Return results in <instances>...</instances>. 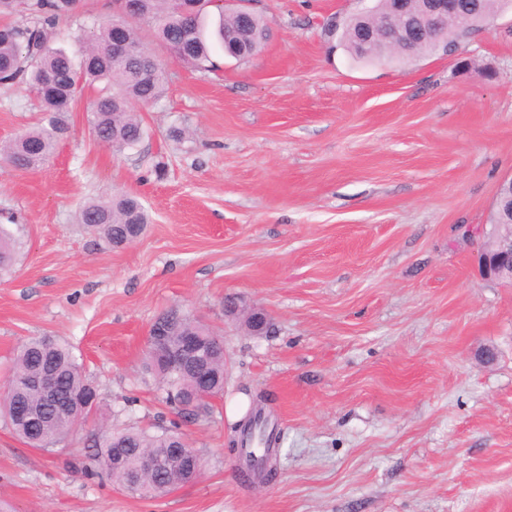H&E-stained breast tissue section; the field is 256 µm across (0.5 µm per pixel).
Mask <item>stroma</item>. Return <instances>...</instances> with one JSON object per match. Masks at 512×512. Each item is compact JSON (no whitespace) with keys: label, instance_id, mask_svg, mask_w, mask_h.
<instances>
[{"label":"stroma","instance_id":"35a3bbf8","mask_svg":"<svg viewBox=\"0 0 512 512\" xmlns=\"http://www.w3.org/2000/svg\"><path fill=\"white\" fill-rule=\"evenodd\" d=\"M270 37L247 61L186 67L141 25L164 95L121 153L89 128L83 90L46 164L0 159V385L17 347L68 345L109 426L182 433L195 484L142 499L94 472L84 435L46 451L0 422L5 512H512V283L485 278L480 231L512 177V9L451 56L354 61L329 32L362 0H250ZM113 13L80 0L53 45ZM25 80L0 85V144L41 119ZM137 196L151 222L113 248L77 220ZM264 308L267 334L224 314ZM177 308L224 338V396L195 419L143 369ZM260 403L278 473L239 478L231 407Z\"/></svg>","mask_w":512,"mask_h":512}]
</instances>
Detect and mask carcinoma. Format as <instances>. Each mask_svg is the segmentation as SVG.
Here are the masks:
<instances>
[{
    "label": "carcinoma",
    "mask_w": 512,
    "mask_h": 512,
    "mask_svg": "<svg viewBox=\"0 0 512 512\" xmlns=\"http://www.w3.org/2000/svg\"><path fill=\"white\" fill-rule=\"evenodd\" d=\"M25 19L20 23H0V73L3 83L25 78L38 94L39 109L46 124L22 132L17 138L0 146V155L17 170L29 171L42 166L53 154L57 142L67 132L65 114L72 111L78 90L98 86L93 103L91 132L95 140L115 152L132 149L140 143L145 129L138 107L158 100L165 90L166 72L163 65L142 43L136 23L126 21V52L112 56L113 19L98 22L84 29L76 38L77 50L71 55L54 49L50 41L60 19L71 13L76 0H22ZM457 0L458 9L439 26L440 39H419L412 42L406 57H419L439 50V44L458 45L480 25L512 0ZM213 0H201L197 19L188 18L177 6L176 0H139L142 15L157 19L152 25L156 37L186 66L211 72L216 66L210 58L204 9ZM362 18L353 15L342 24L338 45L352 58L374 62V49L359 40ZM224 50L242 41L247 57L257 56L268 38V27L257 15H252L245 33L239 32V17L233 12L220 13L214 30ZM78 222L96 227L107 243L121 239L131 225L150 223V216L135 197L116 194L108 199H93L79 209ZM15 241L5 230H0V273L10 272L15 263ZM158 320L163 328L173 333L179 329L196 327L201 339L211 342L214 333L189 314L176 309L162 313ZM52 370L61 406L50 408L42 400L33 380L43 369ZM145 369L153 372L166 392V403L188 417L208 411V402L191 400L196 371L188 369L179 375H170L146 359ZM215 393H224V355L217 353L207 362ZM96 393L86 379L71 350L58 341L45 337L32 338L23 343L12 364L9 388L0 396V413L7 419L10 432L32 448L49 449L65 442L74 431L77 418L88 419L97 404L88 408L81 405V397ZM17 404H26L36 411L29 421L13 417ZM174 433H149L145 430H114L99 426L90 444L94 448L92 460L119 487L144 499L161 497L184 485L185 478L176 468L162 473L151 472L143 465L147 455H165L172 447ZM125 455L124 468H112V452Z\"/></svg>",
    "instance_id": "1"
}]
</instances>
